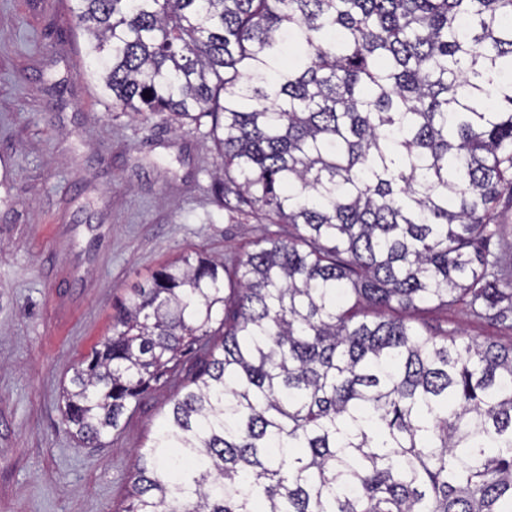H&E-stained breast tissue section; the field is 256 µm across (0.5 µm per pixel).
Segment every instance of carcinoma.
Wrapping results in <instances>:
<instances>
[{"label":"carcinoma","mask_w":512,"mask_h":512,"mask_svg":"<svg viewBox=\"0 0 512 512\" xmlns=\"http://www.w3.org/2000/svg\"><path fill=\"white\" fill-rule=\"evenodd\" d=\"M74 2L113 105L210 118L220 208L288 225L156 270L73 369L91 448L184 374L121 512H512V342L414 323L512 313V0ZM493 223L499 233L492 239L490 249L498 252L506 262H512V204L500 202L493 214Z\"/></svg>","instance_id":"cac0c4a2"}]
</instances>
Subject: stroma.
<instances>
[{
	"label": "stroma",
	"mask_w": 512,
	"mask_h": 512,
	"mask_svg": "<svg viewBox=\"0 0 512 512\" xmlns=\"http://www.w3.org/2000/svg\"><path fill=\"white\" fill-rule=\"evenodd\" d=\"M87 64L72 0H0V512H117L178 384L157 385L102 448L63 423V385L154 270L263 231L215 203L209 122L113 111ZM420 320L512 341V323L464 305Z\"/></svg>",
	"instance_id": "stroma-1"
}]
</instances>
